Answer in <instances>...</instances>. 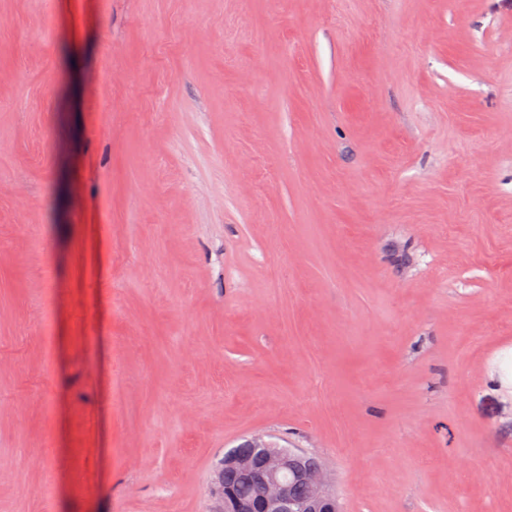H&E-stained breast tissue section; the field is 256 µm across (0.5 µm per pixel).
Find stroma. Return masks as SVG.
Segmentation results:
<instances>
[{
	"instance_id": "obj_1",
	"label": "stroma",
	"mask_w": 512,
	"mask_h": 512,
	"mask_svg": "<svg viewBox=\"0 0 512 512\" xmlns=\"http://www.w3.org/2000/svg\"><path fill=\"white\" fill-rule=\"evenodd\" d=\"M512 0H0V512H512ZM110 101V114L99 105ZM234 449L236 452L253 457L255 468L261 466V459L256 456L254 448L263 459L262 468L255 473L236 471L226 473L222 479H213L210 486V497L213 502L211 512H341L334 479L324 463L302 466L299 463L301 454L296 449L283 448L272 441L258 435ZM308 490L305 500L293 498V486L296 499H304L305 487ZM254 481L256 496L254 497ZM229 486L232 491L226 487ZM242 500H239L234 494Z\"/></svg>"
}]
</instances>
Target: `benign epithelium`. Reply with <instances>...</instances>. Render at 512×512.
Here are the masks:
<instances>
[{
    "instance_id": "obj_1",
    "label": "benign epithelium",
    "mask_w": 512,
    "mask_h": 512,
    "mask_svg": "<svg viewBox=\"0 0 512 512\" xmlns=\"http://www.w3.org/2000/svg\"><path fill=\"white\" fill-rule=\"evenodd\" d=\"M252 447L263 459L262 468L255 473L256 496L251 501L236 498L224 485L220 476L224 469H247L250 459L230 451L224 454V461L217 468V478L210 486L213 502L211 512H341L334 479L325 464L303 466L299 463L301 454L296 449L283 448L258 435L252 439ZM303 483L308 490L305 500L293 498L288 484V473Z\"/></svg>"
}]
</instances>
